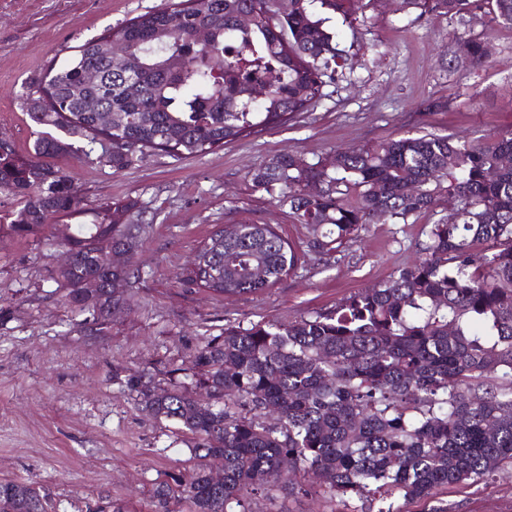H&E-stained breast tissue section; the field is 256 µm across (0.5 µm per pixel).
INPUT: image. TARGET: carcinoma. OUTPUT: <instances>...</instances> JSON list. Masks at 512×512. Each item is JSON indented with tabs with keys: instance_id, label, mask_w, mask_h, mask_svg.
<instances>
[{
	"instance_id": "cac0c4a2",
	"label": "carcinoma",
	"mask_w": 512,
	"mask_h": 512,
	"mask_svg": "<svg viewBox=\"0 0 512 512\" xmlns=\"http://www.w3.org/2000/svg\"><path fill=\"white\" fill-rule=\"evenodd\" d=\"M343 0H169L78 47L38 83L28 113L33 155L0 143V194L20 208L0 217V235L35 239L54 222L86 212L73 179L50 163L107 141L98 163L114 170L154 153L199 157L307 112L348 57L314 4ZM512 24V0H399L412 13L463 18L485 6ZM251 15L243 25L240 18ZM207 31L197 47L189 35ZM171 33L165 47L151 40ZM468 60L491 57L469 40ZM95 72L94 82L86 74ZM266 89L255 100V87ZM252 186L336 250L376 218L398 224L433 209L423 256L385 284L336 310L291 322L268 320L207 336L164 383L149 372L125 378L136 407L179 426L190 466L154 492L155 512L176 497L187 512H254L262 498L306 495L311 477L331 512H410L436 491L512 468V130L461 140L426 133L331 162L282 153L251 173ZM89 224H70V261L54 271L62 302L102 333L124 288L145 225L132 199L108 200ZM489 242L478 254L474 246ZM292 247L268 224L215 232L187 288L253 294L288 275ZM0 512H52L26 481H0ZM86 512H125L110 496Z\"/></svg>"
}]
</instances>
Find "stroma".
I'll return each mask as SVG.
<instances>
[{"instance_id":"stroma-1","label":"stroma","mask_w":512,"mask_h":512,"mask_svg":"<svg viewBox=\"0 0 512 512\" xmlns=\"http://www.w3.org/2000/svg\"><path fill=\"white\" fill-rule=\"evenodd\" d=\"M165 3L0 0V139L29 155L35 136L26 112L48 65ZM330 26L353 66L288 125L202 157L147 155L121 171L79 154L54 159L88 206L138 201L147 224L134 258L140 277L98 334L53 293L50 273L64 258L55 234L0 240V480L34 484L56 512H82L86 502L108 495L128 512H151L156 487L190 452L176 425L136 409L125 377L164 376L228 325L291 321L383 285L420 257L431 224L450 211L443 200L401 224L376 221L326 253L315 248L306 225L254 190V169L283 152L314 162L403 136L490 138L512 129V25L492 13L420 16L399 11L392 0H348ZM468 40L491 45L488 66L449 65V55ZM245 222L271 225L293 245L298 262L287 276L253 295L176 283L201 242ZM507 493L512 471L449 487L419 508L469 512L472 501Z\"/></svg>"}]
</instances>
